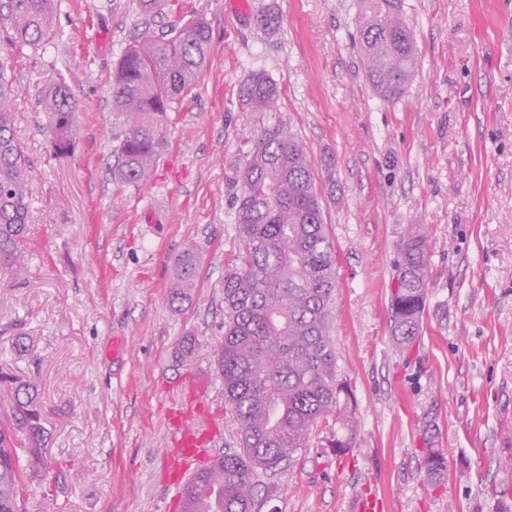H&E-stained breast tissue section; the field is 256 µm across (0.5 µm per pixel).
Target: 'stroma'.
Returning a JSON list of instances; mask_svg holds the SVG:
<instances>
[{"label":"stroma","instance_id":"35a3bbf8","mask_svg":"<svg viewBox=\"0 0 512 512\" xmlns=\"http://www.w3.org/2000/svg\"><path fill=\"white\" fill-rule=\"evenodd\" d=\"M362 0H58L60 37L16 56V137L31 165V240L22 282L0 278V369L39 383L49 480L24 512H179L165 455L171 410L190 380L237 447L214 351L224 274L242 247L235 168L257 128L239 101L254 72L279 88L276 113L302 141L336 251L332 338L359 427L330 446L334 418L268 474L262 512H351L367 490L386 512H512L486 493L512 486V0H402L416 48L401 98L381 100L353 42ZM201 10L209 65L169 114L166 145L139 186L112 180L123 120L112 71L129 42ZM274 10L267 35L257 14ZM66 81L78 102L73 154L50 148L42 91ZM429 243L431 287L418 346L392 349L389 303L412 228ZM197 256L192 296L167 302L175 258ZM194 350L177 356L186 337ZM24 351H17V343ZM445 457L438 486L421 450Z\"/></svg>","mask_w":512,"mask_h":512}]
</instances>
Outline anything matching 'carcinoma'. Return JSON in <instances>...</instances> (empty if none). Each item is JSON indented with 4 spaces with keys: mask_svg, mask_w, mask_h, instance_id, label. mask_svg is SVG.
Masks as SVG:
<instances>
[{
    "mask_svg": "<svg viewBox=\"0 0 512 512\" xmlns=\"http://www.w3.org/2000/svg\"><path fill=\"white\" fill-rule=\"evenodd\" d=\"M56 0H0V25L10 32L0 53V268L25 276L22 250L29 238V161L14 135L18 85L8 77L11 53L55 42ZM401 0H365L357 25L358 47L375 93L390 102L402 96L417 65L413 35L400 18ZM210 28L201 16L165 39L141 36L129 44L112 75L113 110L124 121L114 149L112 177L123 185L148 181L166 143L168 112L207 67ZM246 111L268 122L246 143L236 167L242 191L236 223L242 249L224 274V336L215 363L224 399L240 425V447L228 448L190 478L181 512H262L272 487L261 477L294 459L340 408L347 388L337 374L331 337L336 253L323 224L313 182L314 160L291 130L272 120L278 87L256 72L240 87ZM54 153L75 144L76 103L59 81L41 98ZM390 298L391 339L410 352L430 288L429 245L415 229L400 247ZM196 273L188 250L173 264L167 301L190 300ZM10 392L0 419V512H22L30 483L47 468V428L36 381L0 371ZM346 437L331 441L336 453L351 447L357 422L336 418ZM426 478L443 477L446 462L435 448L422 449Z\"/></svg>",
    "mask_w": 512,
    "mask_h": 512,
    "instance_id": "obj_1",
    "label": "carcinoma"
}]
</instances>
